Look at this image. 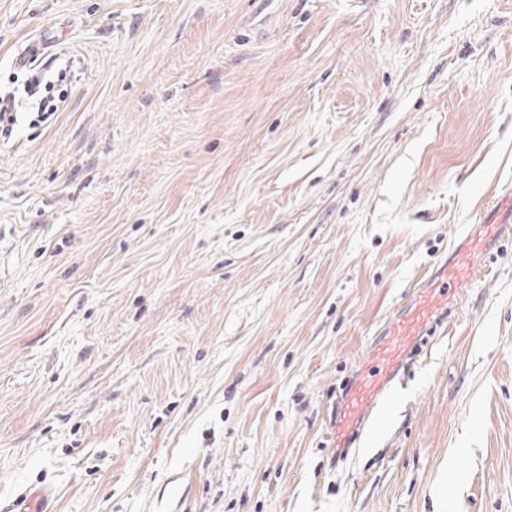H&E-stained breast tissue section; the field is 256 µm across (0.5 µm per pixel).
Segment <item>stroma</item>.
I'll return each instance as SVG.
<instances>
[{
    "mask_svg": "<svg viewBox=\"0 0 512 512\" xmlns=\"http://www.w3.org/2000/svg\"><path fill=\"white\" fill-rule=\"evenodd\" d=\"M0 498L512 512V235L345 461L377 329L512 180V0H0ZM22 109V102L15 93L0 95V138H10L14 125L17 122V114Z\"/></svg>",
    "mask_w": 512,
    "mask_h": 512,
    "instance_id": "stroma-1",
    "label": "stroma"
}]
</instances>
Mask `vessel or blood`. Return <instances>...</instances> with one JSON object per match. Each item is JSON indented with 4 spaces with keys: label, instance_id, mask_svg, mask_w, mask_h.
<instances>
[{
    "label": "vessel or blood",
    "instance_id": "obj_1",
    "mask_svg": "<svg viewBox=\"0 0 512 512\" xmlns=\"http://www.w3.org/2000/svg\"><path fill=\"white\" fill-rule=\"evenodd\" d=\"M512 233V183L502 186L486 212L468 225L448 255L411 289L403 306L388 318L381 339L364 359L355 382L337 399L327 438L334 455H341L385 393L390 380L404 367L420 336L437 328L449 306L472 288L493 245ZM53 485L29 487L13 500L0 501V512H51Z\"/></svg>",
    "mask_w": 512,
    "mask_h": 512
}]
</instances>
